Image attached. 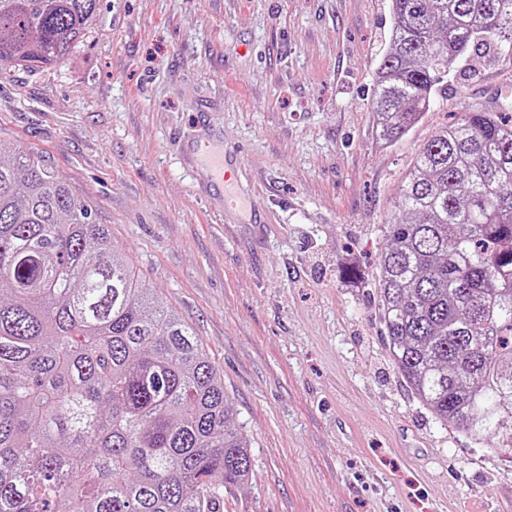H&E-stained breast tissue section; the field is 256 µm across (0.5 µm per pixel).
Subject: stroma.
<instances>
[{"mask_svg":"<svg viewBox=\"0 0 512 512\" xmlns=\"http://www.w3.org/2000/svg\"><path fill=\"white\" fill-rule=\"evenodd\" d=\"M390 27L391 0H99L67 65L0 70V150L42 152L223 373L252 459L224 512H512V462L412 398L373 296L407 165L469 105L512 113V62L385 147ZM210 115L256 200L230 224L181 163Z\"/></svg>","mask_w":512,"mask_h":512,"instance_id":"obj_1","label":"stroma"}]
</instances>
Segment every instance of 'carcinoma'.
<instances>
[{
  "label": "carcinoma",
  "instance_id": "cac0c4a2",
  "mask_svg": "<svg viewBox=\"0 0 512 512\" xmlns=\"http://www.w3.org/2000/svg\"><path fill=\"white\" fill-rule=\"evenodd\" d=\"M99 0H0V69L59 66ZM378 140L469 51L512 58V0H392ZM375 295L418 402L512 455V120L471 105L415 154ZM224 378L39 153L0 152V512H224L250 473Z\"/></svg>",
  "mask_w": 512,
  "mask_h": 512
}]
</instances>
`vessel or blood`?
<instances>
[{
	"label": "vessel or blood",
	"mask_w": 512,
	"mask_h": 512,
	"mask_svg": "<svg viewBox=\"0 0 512 512\" xmlns=\"http://www.w3.org/2000/svg\"><path fill=\"white\" fill-rule=\"evenodd\" d=\"M182 157L198 187L212 199L223 200L224 183L237 172L240 150L225 144L222 130L207 128L198 141L184 148Z\"/></svg>",
	"instance_id": "1"
}]
</instances>
